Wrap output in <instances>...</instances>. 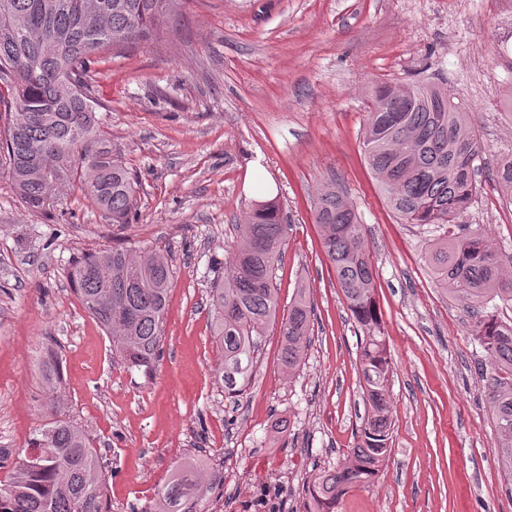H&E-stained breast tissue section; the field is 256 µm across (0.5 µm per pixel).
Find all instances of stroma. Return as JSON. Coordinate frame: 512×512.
I'll use <instances>...</instances> for the list:
<instances>
[{
  "label": "stroma",
  "instance_id": "obj_1",
  "mask_svg": "<svg viewBox=\"0 0 512 512\" xmlns=\"http://www.w3.org/2000/svg\"><path fill=\"white\" fill-rule=\"evenodd\" d=\"M173 43L112 52L91 66L103 129L138 180L136 216L109 223L83 186L48 213L21 203L0 161V482L44 422L47 351L62 366L63 412L108 467L110 512H141L175 464L204 451L221 483L212 512H301L304 486L344 461L364 411L360 330L313 219L318 187L353 204L376 269L392 360L391 450L340 512H512L478 376L472 314L438 288L430 226L398 223L364 160V92L420 78L474 114L482 175L464 224L512 257V206L496 181L512 156V24L496 0H188ZM290 219L279 312L298 282L314 331L294 376L270 325L249 386L229 399L208 295L250 201ZM112 247L167 252L173 270L161 354L149 371L112 353L67 273ZM288 431L272 442V424Z\"/></svg>",
  "mask_w": 512,
  "mask_h": 512
}]
</instances>
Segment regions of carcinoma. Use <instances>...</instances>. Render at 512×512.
Listing matches in <instances>:
<instances>
[{
	"mask_svg": "<svg viewBox=\"0 0 512 512\" xmlns=\"http://www.w3.org/2000/svg\"><path fill=\"white\" fill-rule=\"evenodd\" d=\"M87 0H0V105L13 110L5 145L9 173L22 204L45 213L66 185L81 182L113 224L135 214L134 177L117 145L105 138L89 83L94 60L159 36L186 0H96V22H85ZM363 148L368 168L403 224L433 226L424 259L436 285L477 310L471 336L483 350L478 370L494 425L499 467L512 475V324L486 311L512 305V259L504 262L483 225L460 224L477 190L483 153L472 113L444 90L422 81L380 80L366 93ZM498 182L512 201V159ZM314 220L324 254L363 332L359 379L367 417L357 444L333 470L314 474L304 512H338L353 487L374 477L390 451L392 364L376 302V272L353 206L326 184L317 191ZM288 224L275 200L243 211L225 263L230 272L209 293L211 329L223 352L218 379L231 396L242 392L269 326L279 311L277 271ZM172 279L160 250L112 248L74 261L69 284L85 310L130 368L148 369L164 335ZM309 288H295L281 321L280 364L289 376L311 343ZM46 423L29 439L9 481L0 484V512H108L107 473L90 437L59 410V360L46 355ZM217 478L207 460L188 457L168 474L149 512H208Z\"/></svg>",
	"mask_w": 512,
	"mask_h": 512,
	"instance_id": "cac0c4a2",
	"label": "carcinoma"
}]
</instances>
